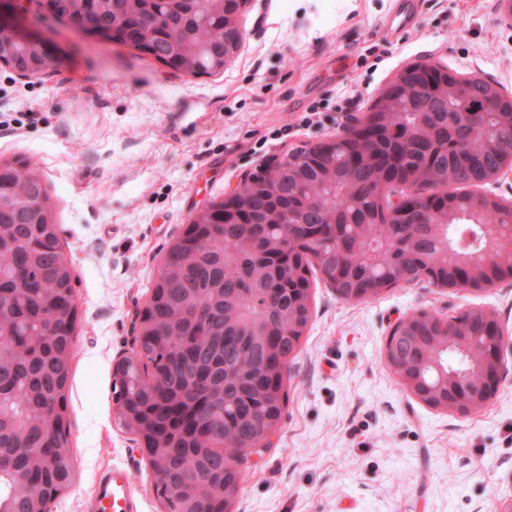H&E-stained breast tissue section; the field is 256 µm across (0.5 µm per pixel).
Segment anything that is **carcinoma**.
Masks as SVG:
<instances>
[{
    "instance_id": "cac0c4a2",
    "label": "carcinoma",
    "mask_w": 512,
    "mask_h": 512,
    "mask_svg": "<svg viewBox=\"0 0 512 512\" xmlns=\"http://www.w3.org/2000/svg\"><path fill=\"white\" fill-rule=\"evenodd\" d=\"M81 0H55L72 19ZM153 15L154 24L136 21ZM239 0H100L92 21L125 46L147 41L176 70L211 74L240 48ZM0 57L28 69L35 46L0 36ZM481 108L478 122L469 113ZM512 169V96L478 75L425 60L404 66L355 128L285 152L215 198L168 246L139 315L132 355L112 368L119 426L135 435L164 512H227L242 481L238 446L282 422L284 375L311 319L317 279L361 297L421 278L441 287L460 265L486 280L512 236V205L471 191ZM46 193L27 163L0 165V512H37L72 485L70 360L74 272ZM411 198L393 207L392 198ZM464 315L401 320L418 358L468 379L439 337Z\"/></svg>"
}]
</instances>
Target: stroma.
I'll return each instance as SVG.
<instances>
[{
  "label": "stroma",
  "instance_id": "35a3bbf8",
  "mask_svg": "<svg viewBox=\"0 0 512 512\" xmlns=\"http://www.w3.org/2000/svg\"><path fill=\"white\" fill-rule=\"evenodd\" d=\"M395 0H248L243 44L212 75L188 78L126 46L85 40L26 9L48 37L51 73L0 67V162L40 172L71 260L78 321L70 367L73 485L51 512H92L105 468L128 471L138 512H162L133 435L117 424L112 367L131 355L161 259L194 212L283 152L340 135L403 66L423 58L512 93V19L499 0H420L387 29ZM387 48L375 58L366 50ZM359 91L353 112L316 102ZM292 135L277 137L284 125ZM312 317L285 377L288 407L271 445L241 465L230 512H497L512 496V354L479 414L428 407L384 360L401 318L489 310L512 330V281L486 290L416 280L364 301L317 282ZM416 16V5L409 0L397 2L389 21L391 34H398L413 24Z\"/></svg>",
  "mask_w": 512,
  "mask_h": 512
}]
</instances>
